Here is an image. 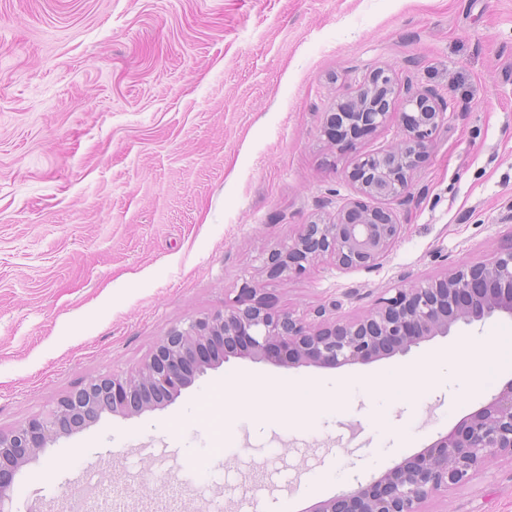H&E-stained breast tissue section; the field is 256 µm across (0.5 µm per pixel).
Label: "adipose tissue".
<instances>
[{"label":"adipose tissue","instance_id":"1","mask_svg":"<svg viewBox=\"0 0 512 512\" xmlns=\"http://www.w3.org/2000/svg\"><path fill=\"white\" fill-rule=\"evenodd\" d=\"M248 404L265 420L295 427L308 422L319 409L336 407L337 396L311 385L267 384L248 387L241 379L224 384V409L213 413L214 422H222L240 404Z\"/></svg>","mask_w":512,"mask_h":512}]
</instances>
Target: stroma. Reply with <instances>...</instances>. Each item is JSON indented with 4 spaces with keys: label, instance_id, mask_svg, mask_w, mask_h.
<instances>
[{
    "label": "stroma",
    "instance_id": "stroma-1",
    "mask_svg": "<svg viewBox=\"0 0 512 512\" xmlns=\"http://www.w3.org/2000/svg\"><path fill=\"white\" fill-rule=\"evenodd\" d=\"M378 68L447 105L391 202L402 234L380 265L267 280L263 259L356 192L360 155L399 142L391 120L336 145L338 97ZM512 242V0H0V432L88 379L137 369L190 318L262 283L297 313L367 312L403 277L487 261ZM495 337L480 385L430 372L376 397L382 370ZM339 390L300 428L235 412L215 453L207 410L226 375ZM512 380V319L454 327L405 355L284 369L232 357L164 406L105 413L48 443L16 478L12 512H58L95 473L121 512H309L420 452ZM423 512H512V460L434 494Z\"/></svg>",
    "mask_w": 512,
    "mask_h": 512
}]
</instances>
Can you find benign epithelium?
<instances>
[{"mask_svg": "<svg viewBox=\"0 0 512 512\" xmlns=\"http://www.w3.org/2000/svg\"><path fill=\"white\" fill-rule=\"evenodd\" d=\"M345 108L327 122L328 137L358 126L375 132L398 118L405 138L361 156L350 172L357 192L384 201L405 202L411 176L428 139L445 112L429 92L403 93L390 69L373 70L337 102ZM403 224L383 207L359 200L332 218L304 224L265 261L271 280L301 276L325 259L343 269L371 270L400 238ZM495 315L512 319V243L487 262L459 264L440 277L411 280L390 297H379L364 315L349 320L317 310L311 322L295 311L275 310L246 284L224 309L171 328L134 373L89 380L66 395L44 417H34L8 434L0 433V512H10L15 476L61 434L96 422L108 411L141 414L174 398L206 369L229 357H249L291 368L302 364L341 366L405 355L460 322ZM512 458V380L491 400L446 435L367 484L317 503L310 512H421L434 492L467 482L487 464Z\"/></svg>", "mask_w": 512, "mask_h": 512, "instance_id": "7a95c632", "label": "benign epithelium"}]
</instances>
